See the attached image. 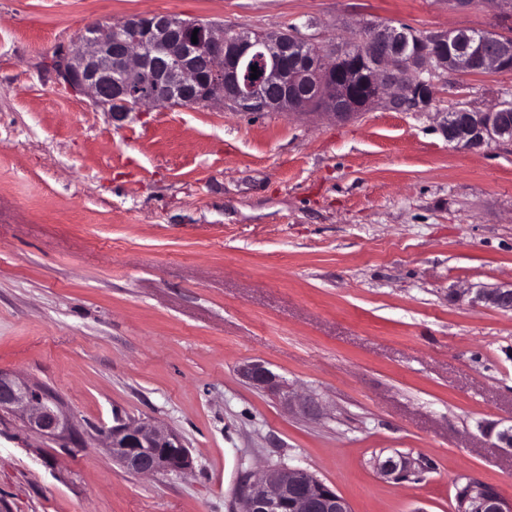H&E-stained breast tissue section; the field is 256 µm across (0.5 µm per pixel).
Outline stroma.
<instances>
[{"instance_id":"1","label":"stroma","mask_w":512,"mask_h":512,"mask_svg":"<svg viewBox=\"0 0 512 512\" xmlns=\"http://www.w3.org/2000/svg\"><path fill=\"white\" fill-rule=\"evenodd\" d=\"M512 33L494 0H0V370L49 387L89 444L0 418V512H235L300 467L351 512H454L474 477L512 499V142L471 152L448 112L512 100V71L436 70L426 109L346 120L154 106L113 114L55 62L93 22ZM264 363L322 408L238 374ZM179 433L192 467L133 476L94 440L114 413ZM422 458L410 478L372 462ZM471 303H485L503 312H512V283L479 291Z\"/></svg>"}]
</instances>
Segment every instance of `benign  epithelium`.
Listing matches in <instances>:
<instances>
[{"label":"benign epithelium","mask_w":512,"mask_h":512,"mask_svg":"<svg viewBox=\"0 0 512 512\" xmlns=\"http://www.w3.org/2000/svg\"><path fill=\"white\" fill-rule=\"evenodd\" d=\"M198 42H192V34ZM80 50L62 60L68 87L86 93L109 112L143 106L184 107L195 102L228 103L238 112L260 113L292 107L312 94L321 109L337 119L353 117L385 97L393 107L430 104L431 80L404 74L435 67L463 73L504 72L512 66V39L458 31L431 32L413 40L402 27L372 25L369 36L341 53L347 63L325 66L309 37L283 31L226 30L211 23L181 21L168 14L135 15L121 24L96 22L80 37ZM258 78H251V67ZM448 142L480 151L493 142H512V106L487 111L457 109L446 114ZM473 303L512 312V283L478 292ZM239 375L250 386L290 403L280 377L260 362H248ZM19 417L41 438L77 439V426L47 388L0 370V417ZM97 441L127 473L142 476L184 472L191 457L182 437L149 419L116 417ZM377 473L401 480L423 469L409 454L375 460ZM455 512H512V501L498 488L468 478L457 490ZM242 512H351L348 501L305 469L283 467L256 474L242 489Z\"/></svg>","instance_id":"1"}]
</instances>
